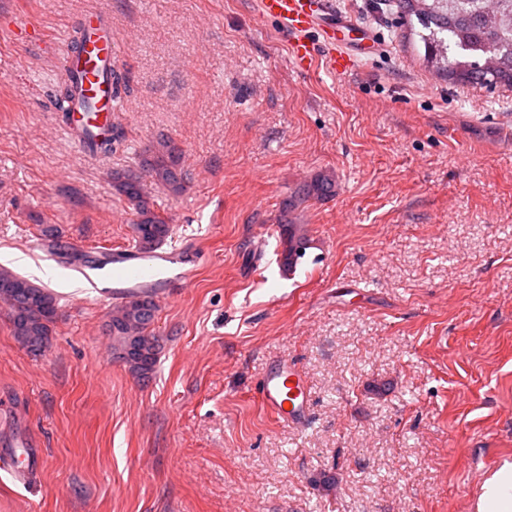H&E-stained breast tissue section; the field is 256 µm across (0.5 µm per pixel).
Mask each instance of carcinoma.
I'll use <instances>...</instances> for the list:
<instances>
[{"label": "carcinoma", "mask_w": 512, "mask_h": 512, "mask_svg": "<svg viewBox=\"0 0 512 512\" xmlns=\"http://www.w3.org/2000/svg\"><path fill=\"white\" fill-rule=\"evenodd\" d=\"M400 13L416 18L425 30L420 35L428 54L440 60L434 71L448 74L460 84L506 85L512 87V0H395ZM485 59L497 63L496 75L486 78L480 69ZM74 97V85L66 81L57 90L58 111L68 114L67 104ZM81 137L94 152L110 154L112 136L96 137L89 129ZM112 190L136 210L132 224L135 247L149 252L160 247L170 235V225L153 207L147 184L163 187L178 196L185 191L186 173L182 149L170 137L160 135L140 156L134 169L115 170ZM335 182L315 177L298 186L282 210L281 238L284 265L292 268L309 248V238L300 225L288 218L297 206L311 198L334 192ZM44 248L67 263H87L94 257L79 251L47 231L41 234ZM0 302L8 308L12 335L31 353H41L49 343L59 315L57 297L29 279L0 269ZM159 307L154 295H130L112 312L108 327L113 348L129 371L147 380L155 370L161 338L150 330Z\"/></svg>", "instance_id": "1"}]
</instances>
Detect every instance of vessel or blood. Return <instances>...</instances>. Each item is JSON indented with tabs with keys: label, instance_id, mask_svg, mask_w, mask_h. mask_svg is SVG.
<instances>
[{
	"label": "vessel or blood",
	"instance_id": "b4317fda",
	"mask_svg": "<svg viewBox=\"0 0 512 512\" xmlns=\"http://www.w3.org/2000/svg\"><path fill=\"white\" fill-rule=\"evenodd\" d=\"M258 12L287 31L290 54L304 69L313 59L323 57L333 72L344 74L352 70L360 56L373 53L377 47L374 34L336 14L330 0H258ZM77 26L86 34L81 52L67 47L62 50L63 70L78 83L71 104V125L103 135L112 124L114 109L112 88L103 74L104 65L115 62L117 56L112 22L105 13L90 8L80 14ZM195 256L192 250L141 252L124 248L113 251L111 262L81 265L74 273L87 282L90 294L118 304L134 292L169 296L171 289L183 286L184 268ZM259 392L264 406L279 421L292 427L308 422L311 391L295 363H272L259 384Z\"/></svg>",
	"mask_w": 512,
	"mask_h": 512
}]
</instances>
